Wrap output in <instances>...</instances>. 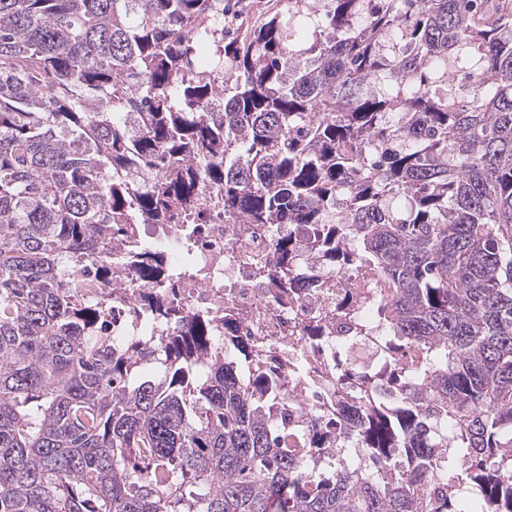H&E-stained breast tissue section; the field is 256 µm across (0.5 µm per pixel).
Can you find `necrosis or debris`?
Listing matches in <instances>:
<instances>
[{
	"label": "necrosis or debris",
	"mask_w": 512,
	"mask_h": 512,
	"mask_svg": "<svg viewBox=\"0 0 512 512\" xmlns=\"http://www.w3.org/2000/svg\"><path fill=\"white\" fill-rule=\"evenodd\" d=\"M287 230L284 224H228L208 210L202 223L179 224L156 235L155 248L170 272L165 284L169 299L187 310L232 314V335L245 337L268 353L296 358L306 348L307 324L318 318L331 321L336 291L316 288L294 305H274V286L259 271L274 264L273 239ZM185 235L193 239L192 249H184ZM190 259L202 271V279L179 277Z\"/></svg>",
	"instance_id": "necrosis-or-debris-1"
}]
</instances>
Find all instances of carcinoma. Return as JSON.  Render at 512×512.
I'll return each mask as SVG.
<instances>
[{
  "label": "carcinoma",
  "instance_id": "obj_1",
  "mask_svg": "<svg viewBox=\"0 0 512 512\" xmlns=\"http://www.w3.org/2000/svg\"><path fill=\"white\" fill-rule=\"evenodd\" d=\"M301 2L0 0V512H465L450 470L512 512V0H325L292 45ZM207 191L289 226L274 304L363 265L379 290L358 339L390 369L336 361L306 431L292 370L213 317L150 286L182 334L115 344L79 301Z\"/></svg>",
  "mask_w": 512,
  "mask_h": 512
}]
</instances>
